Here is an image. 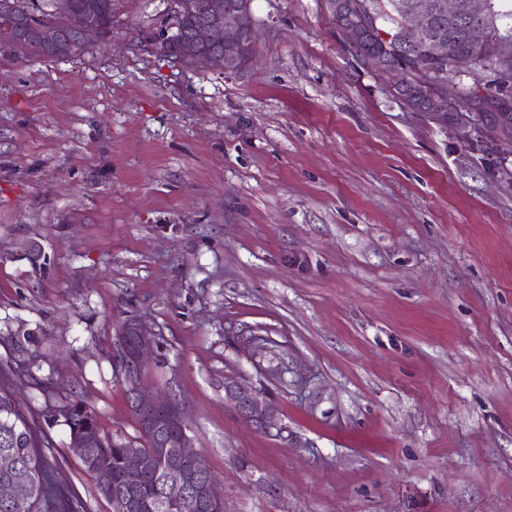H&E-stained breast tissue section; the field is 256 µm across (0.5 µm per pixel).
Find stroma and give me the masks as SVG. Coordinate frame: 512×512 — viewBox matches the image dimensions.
Masks as SVG:
<instances>
[{
	"label": "stroma",
	"instance_id": "obj_1",
	"mask_svg": "<svg viewBox=\"0 0 512 512\" xmlns=\"http://www.w3.org/2000/svg\"><path fill=\"white\" fill-rule=\"evenodd\" d=\"M254 7L238 75L141 50L162 0L66 61L0 51V369L84 512L111 507L44 410L135 441L136 318L228 512H512V142L405 108L324 0ZM224 399L232 406L238 417L248 425L270 431L277 427V410L266 400L260 399L252 391L234 380H225Z\"/></svg>",
	"mask_w": 512,
	"mask_h": 512
}]
</instances>
